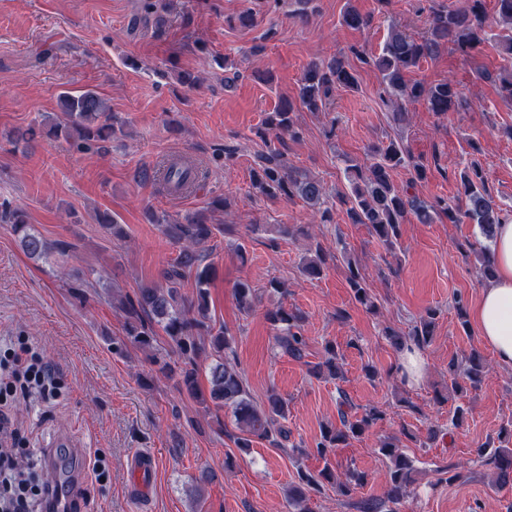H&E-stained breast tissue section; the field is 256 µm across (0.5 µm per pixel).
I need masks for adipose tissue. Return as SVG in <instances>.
Instances as JSON below:
<instances>
[{
	"mask_svg": "<svg viewBox=\"0 0 512 512\" xmlns=\"http://www.w3.org/2000/svg\"><path fill=\"white\" fill-rule=\"evenodd\" d=\"M493 253L495 276L483 288L474 316L483 343L512 368V221L497 225Z\"/></svg>",
	"mask_w": 512,
	"mask_h": 512,
	"instance_id": "1",
	"label": "adipose tissue"
}]
</instances>
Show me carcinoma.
<instances>
[{
  "label": "carcinoma",
  "instance_id": "1",
  "mask_svg": "<svg viewBox=\"0 0 512 512\" xmlns=\"http://www.w3.org/2000/svg\"><path fill=\"white\" fill-rule=\"evenodd\" d=\"M495 15H489L485 0H464L460 6L440 7L432 10L429 26L422 36H414L399 29L389 32L378 57L373 64L382 75V82L389 100L397 111H402L404 102L424 101L429 110L445 114L464 106L465 101L452 80L425 84L409 81L406 74L425 59L435 56L442 45L449 44L464 59L471 56L477 47L487 40L492 27L500 28L496 34L500 55L509 65L500 68L496 76L498 94L512 102V0H495ZM166 11V0H142L141 12L131 20V30L148 26L150 18ZM342 23L355 30L370 26L371 17L349 6L342 15ZM357 78L340 57L327 62H311L301 78L298 100H280L275 112L265 120L275 137L266 141V150L258 155L257 168L252 170L250 188L252 194L265 198H301L315 207L321 204L325 189L321 182L299 169L288 165L285 158L284 137L296 136L295 111L303 106L318 110V102L326 100L338 88L354 89ZM60 115L54 119L52 135L58 142H76L85 149L91 142L123 133L105 100L93 90L79 94L64 92L60 95ZM407 169L412 181L423 180L426 168L415 161L396 141L375 146L371 160L364 166L347 163L345 173L351 185V193L341 196L346 206L345 213L350 223L366 224L388 247H394L401 235V224L409 216L428 223L435 215H444L448 223L457 224L463 218L478 225L482 237L491 242L495 225L502 223L500 208L489 194L482 168L472 165L460 173V182L465 197V210L438 199L432 204L421 202L401 193L393 183L392 175L399 169ZM200 174L194 162L187 157H176L161 167V185L171 194L187 192L196 187ZM0 223L10 224L19 237L23 252L34 260L45 257L52 249L41 235L31 231L26 210L21 206L0 204ZM169 242L179 247L178 254L163 270L158 283L145 284L135 295L124 296L120 301L124 316L126 340L142 350L155 351L154 343L161 335L178 355L188 360L190 367L175 370L168 361L158 357L154 362L166 378H177V384L186 392L208 402L215 409L231 411L239 434L233 436L237 447H250L251 438L265 439L279 447L281 440L288 438V430L282 425L286 419V401L275 391L268 394L262 405L253 403L243 375L227 359L233 337L224 326L212 324L209 284L213 275L210 253L204 248L214 234L232 232L230 224H214L205 212L186 213L178 219L167 215L153 220ZM481 275L488 279L493 275L490 249L486 246L473 248ZM327 255L321 247L303 262L302 273L309 278L322 275ZM188 276L195 280V297L186 299L181 285ZM348 284L355 303L368 311L377 310V304L367 288L365 277L357 265L348 264ZM234 297L240 309L249 312L258 299V289L247 282H239L234 288ZM438 311L429 309L420 317L408 333L385 330L390 345L397 351L413 344L424 348L432 342L433 329ZM265 318L275 330V344L280 351L295 360L306 357L307 341L302 333V317L279 305L265 312ZM209 353L211 363L205 367L207 390L199 386L200 365L197 359ZM337 346H325L321 361L308 365L310 374L317 378L338 379L342 377ZM488 364L476 350L461 360L448 362V392L462 393L478 389L486 374ZM383 419L376 407L363 413L350 414L340 411V425L323 427L316 442L314 454L324 461L323 467L312 473L301 471L298 483L288 489V505L293 512H313L311 493L326 487L336 494L350 498L367 482V474L347 468L342 472L329 462L328 456L338 448L346 447L350 440L364 435ZM500 445L488 444L477 449L479 457L485 459L493 474L495 486L512 487V428L499 437ZM378 452L389 462L390 482L381 503H366L364 512H377L386 506L388 512H399V506L411 494L415 482V468L411 458L401 446L387 438L380 441Z\"/></svg>",
  "mask_w": 512,
  "mask_h": 512
}]
</instances>
